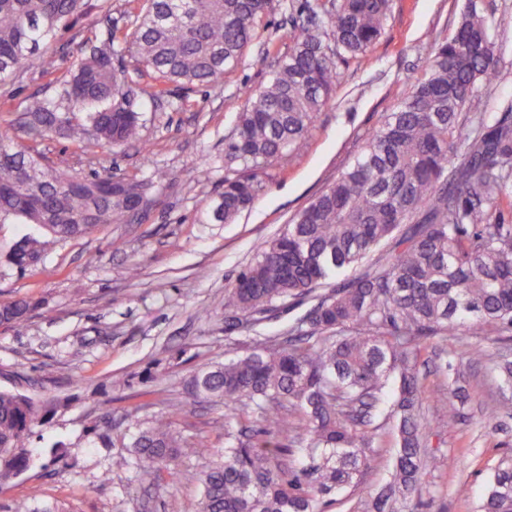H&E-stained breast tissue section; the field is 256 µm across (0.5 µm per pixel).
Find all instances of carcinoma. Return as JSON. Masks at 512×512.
I'll return each instance as SVG.
<instances>
[{
	"mask_svg": "<svg viewBox=\"0 0 512 512\" xmlns=\"http://www.w3.org/2000/svg\"><path fill=\"white\" fill-rule=\"evenodd\" d=\"M270 4L146 0L119 40L112 0H101L105 29L82 42L70 76L19 104L27 139L147 150V104L113 57L128 52L154 75V104L170 84H212L239 67ZM87 8V0H0V81L24 69L56 71L49 45ZM389 8L390 0H304L311 25L292 32L288 51L224 139V191L208 202L204 223L234 222L259 196L271 163L305 148L332 100L340 64L369 56ZM427 58L424 77L386 113L354 162L277 236L258 243L225 289L231 329L272 318L290 298L314 304L283 342L267 339L190 375L193 398L242 403L260 422L249 435L225 429L224 448L205 470L179 472L199 485L198 512H318L321 497L360 483L388 436L391 481L373 512H394L428 466L425 401L453 424L456 401L467 397L457 371L425 389L418 354L435 336L512 333V224L501 208L512 198V114L489 126L467 113L479 90L500 77L480 0H467L454 34L429 43ZM167 178L160 168L142 180L85 175L28 146L0 142V223L38 227L10 248L0 274L36 268L60 242L99 224L130 223L134 202H150L148 191ZM347 271L353 277L342 278ZM36 308L25 299L1 303L0 324L20 327ZM466 354L512 391L509 347L497 356L477 348ZM52 408L0 391V487L31 467L28 440ZM129 447L145 486L159 485L175 461L203 452L166 414L138 428ZM478 512H512V465L495 471Z\"/></svg>",
	"mask_w": 512,
	"mask_h": 512,
	"instance_id": "obj_1",
	"label": "carcinoma"
}]
</instances>
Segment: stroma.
<instances>
[{
  "label": "stroma",
  "mask_w": 512,
  "mask_h": 512,
  "mask_svg": "<svg viewBox=\"0 0 512 512\" xmlns=\"http://www.w3.org/2000/svg\"><path fill=\"white\" fill-rule=\"evenodd\" d=\"M463 5L392 0L369 63L342 67L304 152L275 160L253 206L231 224L204 223L205 204L222 190L224 139L238 112L287 51L294 27L307 22L306 15L284 9L282 0H272L267 24L242 66L217 83L175 90L157 103L143 130L149 158L134 146L43 143L54 161L80 158L139 179L160 167L169 179L151 192V206L135 223L99 225L58 246L35 271L0 276V303L25 297L40 305L24 327L0 325V390L58 403L30 440L34 464L0 489V505L28 512L37 495L64 512H198L196 484L168 473L153 488L138 482L127 447L130 424L171 413L183 436L203 449L223 447L225 426H255V419L235 416L233 409L193 399L185 382L225 354H246L279 335L306 306L292 299L255 330L231 331L224 291L250 263L255 245L275 236L349 165L384 114L424 75L425 45L454 31ZM483 5L501 76L472 109L495 118L512 102V0ZM133 263L141 268L135 281L126 275ZM203 309L210 318H199ZM474 346L495 352V334L432 339L417 362L420 377L429 385L442 382L443 357ZM465 385L469 399L456 423L433 418L429 451L435 462L400 512H476L487 481L512 460V410L500 408L487 366L466 368ZM60 440L69 446L65 466L51 455ZM390 468L389 451L380 450L361 484L328 496L323 512H367Z\"/></svg>",
  "instance_id": "35a3bbf8"
}]
</instances>
